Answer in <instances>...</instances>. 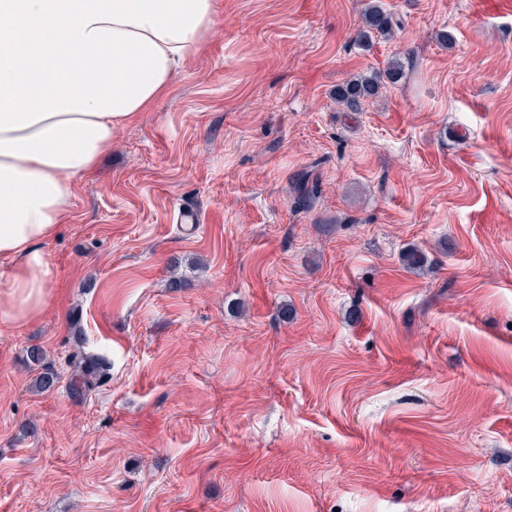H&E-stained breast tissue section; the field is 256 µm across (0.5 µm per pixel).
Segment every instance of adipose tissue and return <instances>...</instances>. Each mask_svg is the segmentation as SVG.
Segmentation results:
<instances>
[{"mask_svg":"<svg viewBox=\"0 0 512 512\" xmlns=\"http://www.w3.org/2000/svg\"><path fill=\"white\" fill-rule=\"evenodd\" d=\"M218 20L216 0H0V324L49 299L44 247L75 178L156 103Z\"/></svg>","mask_w":512,"mask_h":512,"instance_id":"adipose-tissue-1","label":"adipose tissue"}]
</instances>
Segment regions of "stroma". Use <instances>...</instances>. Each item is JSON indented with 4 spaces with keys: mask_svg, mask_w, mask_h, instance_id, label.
<instances>
[{
    "mask_svg": "<svg viewBox=\"0 0 512 512\" xmlns=\"http://www.w3.org/2000/svg\"><path fill=\"white\" fill-rule=\"evenodd\" d=\"M369 2L218 0L75 179L48 308L0 324V512H512V12L380 0L365 48ZM33 345L104 383L34 391ZM364 25L357 37L364 47L369 46L374 37L392 39L396 34L397 25L393 17L382 8L378 0H373L366 8ZM402 76V65L390 62L382 75L357 76L348 80L336 92V101L350 111H360L370 99H376L385 82L394 83ZM69 392L74 399L83 400L101 384L103 361L101 358L86 356L81 350L72 355L70 361Z\"/></svg>",
    "mask_w": 512,
    "mask_h": 512,
    "instance_id": "obj_1",
    "label": "stroma"
}]
</instances>
